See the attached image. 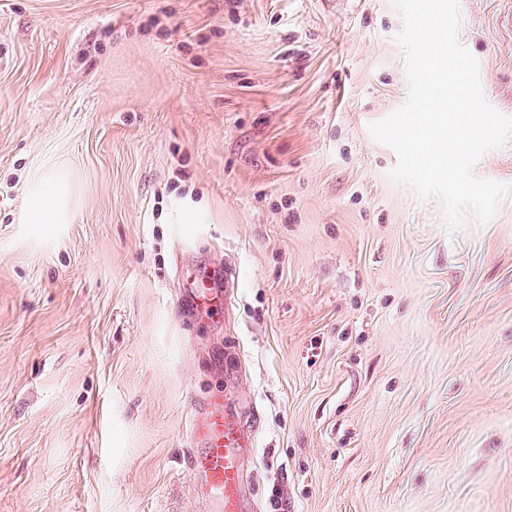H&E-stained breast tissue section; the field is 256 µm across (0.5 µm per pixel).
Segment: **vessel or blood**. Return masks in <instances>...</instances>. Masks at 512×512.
<instances>
[{"label":"vessel or blood","instance_id":"vessel-or-blood-1","mask_svg":"<svg viewBox=\"0 0 512 512\" xmlns=\"http://www.w3.org/2000/svg\"><path fill=\"white\" fill-rule=\"evenodd\" d=\"M213 277L220 280V287L186 290L197 314L208 316L220 308L228 311L235 304V266L225 264ZM188 433L192 443L203 446L193 454L191 470L194 479L208 489L209 512H252L249 473L254 464V430L238 421L223 400L210 399L194 407Z\"/></svg>","mask_w":512,"mask_h":512}]
</instances>
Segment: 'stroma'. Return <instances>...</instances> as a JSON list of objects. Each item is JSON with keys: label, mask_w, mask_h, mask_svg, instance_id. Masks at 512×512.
<instances>
[{"label": "stroma", "mask_w": 512, "mask_h": 512, "mask_svg": "<svg viewBox=\"0 0 512 512\" xmlns=\"http://www.w3.org/2000/svg\"><path fill=\"white\" fill-rule=\"evenodd\" d=\"M460 7L512 116V0ZM401 28L393 0H0V512H205L213 397L260 512H512V201L451 234L392 178ZM53 170L69 222L24 223ZM225 258L236 309L196 320L181 266Z\"/></svg>", "instance_id": "stroma-1"}]
</instances>
